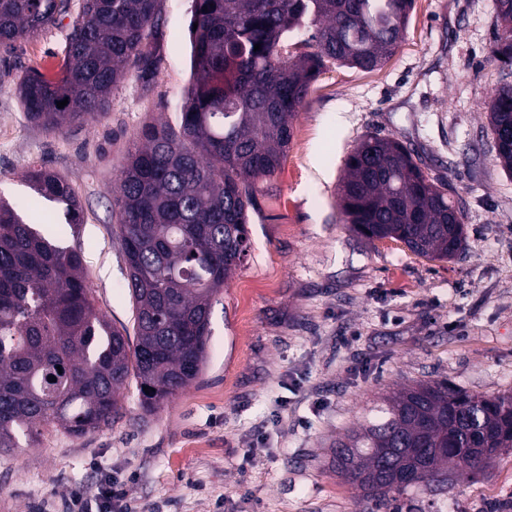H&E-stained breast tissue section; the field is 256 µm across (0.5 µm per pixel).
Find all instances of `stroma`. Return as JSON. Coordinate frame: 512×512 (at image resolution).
<instances>
[{
	"label": "stroma",
	"mask_w": 512,
	"mask_h": 512,
	"mask_svg": "<svg viewBox=\"0 0 512 512\" xmlns=\"http://www.w3.org/2000/svg\"><path fill=\"white\" fill-rule=\"evenodd\" d=\"M193 0H162L165 51L150 86L128 78L101 120L58 133L30 123L19 67L61 75L72 24L0 52V196L80 245L96 305L131 326L127 269L113 232V187L150 122L177 123L189 85ZM494 0H415L405 37L380 68L331 65L294 122L287 158L256 183L251 247L213 299L201 375L152 412L135 389L101 429L46 425L35 445L0 450V512H62L112 478L139 512H376L332 466L337 438L403 386L448 381L512 395V174L496 158L485 101L512 68L491 54ZM393 137L463 208L466 244L430 261L368 240L338 206L345 162L363 136ZM68 180L83 210L67 224L22 174ZM512 512V449L414 512Z\"/></svg>",
	"instance_id": "35a3bbf8"
}]
</instances>
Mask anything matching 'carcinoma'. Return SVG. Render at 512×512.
<instances>
[{
	"mask_svg": "<svg viewBox=\"0 0 512 512\" xmlns=\"http://www.w3.org/2000/svg\"><path fill=\"white\" fill-rule=\"evenodd\" d=\"M160 0H0V49L77 12L62 77L34 68L15 91L29 121L63 132L103 117L112 90L147 82L164 43ZM415 0H194L191 82L176 126L149 124L117 177V234L133 303L132 329L96 308L81 249L50 241L0 198V448L34 442L52 423L81 436L107 424L135 385L153 411L201 374L213 297L248 249L254 185L286 160L293 121L327 65L372 71L404 38ZM504 23L491 48L512 62V0H494ZM309 37L296 43L286 35ZM261 49L254 50L255 44ZM308 51L295 53L299 47ZM68 100L62 108L57 102ZM496 156L512 173V83L486 102ZM45 202L79 224L82 206L65 178L23 174ZM339 207L369 239L400 241L443 260L465 241L463 211L393 138L366 136L345 162ZM56 377V381L48 377ZM153 389L147 394L143 387ZM512 448V396L419 383L384 398L336 442V473L381 506L434 493L449 470L475 474Z\"/></svg>",
	"mask_w": 512,
	"mask_h": 512,
	"instance_id": "1",
	"label": "carcinoma"
}]
</instances>
